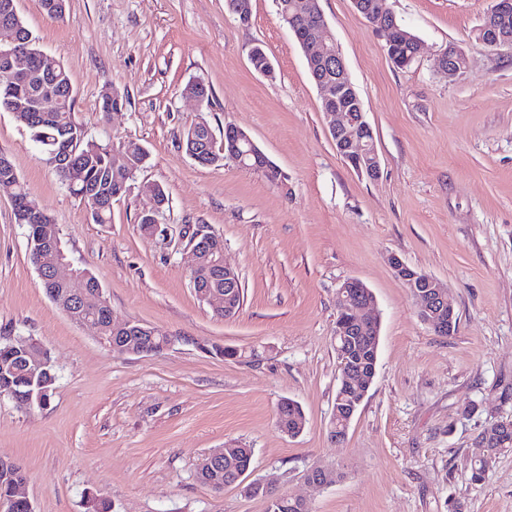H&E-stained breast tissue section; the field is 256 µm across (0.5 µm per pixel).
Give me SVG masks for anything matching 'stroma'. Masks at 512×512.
I'll use <instances>...</instances> for the list:
<instances>
[{
    "instance_id": "1",
    "label": "stroma",
    "mask_w": 512,
    "mask_h": 512,
    "mask_svg": "<svg viewBox=\"0 0 512 512\" xmlns=\"http://www.w3.org/2000/svg\"><path fill=\"white\" fill-rule=\"evenodd\" d=\"M319 4L373 130L375 179L337 153L275 0H252L246 25L226 0H67L60 22L40 0H17L40 48L69 72L72 120L95 140L140 143L149 159L114 202L111 223L98 224L2 110L0 152L72 259L96 275L114 320L172 339L159 354L119 355L92 326L72 322L46 295L27 228L0 193V336L38 342L57 376L44 406L0 397V458L23 467L33 512H87L93 493L112 512H265L237 487L217 492L196 478L204 453L241 446L254 451L247 480L276 479L309 512H512V450L481 483L470 479L484 453L478 434L512 419V50L477 37L492 0H388L421 45L400 69L353 0ZM257 43L273 76L249 62ZM451 44L468 58L452 80L438 68ZM195 80L211 89L209 109L182 94ZM108 89L125 97L121 111L101 112ZM202 121L219 143L225 125L246 131L284 185L229 161L197 164L179 141ZM155 184L169 202L162 234L150 237L138 216ZM186 224L223 237L243 291L234 317L197 297ZM394 255L447 289L453 334L420 320ZM350 278L376 297L379 359L337 443L336 290ZM215 345L245 356L213 354ZM285 399L306 419L294 438L275 424ZM317 463L342 478L310 488Z\"/></svg>"
}]
</instances>
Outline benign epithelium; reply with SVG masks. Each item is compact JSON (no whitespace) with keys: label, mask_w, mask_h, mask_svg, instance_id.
I'll return each instance as SVG.
<instances>
[{"label":"benign epithelium","mask_w":512,"mask_h":512,"mask_svg":"<svg viewBox=\"0 0 512 512\" xmlns=\"http://www.w3.org/2000/svg\"><path fill=\"white\" fill-rule=\"evenodd\" d=\"M354 4L361 13L379 24L386 43H391V34L395 29L392 15L374 9L372 6L354 0ZM289 29L302 45L309 65H319L324 71H336V81L328 82L317 80L323 92L322 109L334 117L330 126V134L336 151L344 159L359 158L365 165L357 172L375 179L380 173V161L373 140L367 134L368 121L362 109L361 101L355 93L354 85L346 69L344 60L336 46V42L327 26L325 18L314 2L306 0L290 5ZM512 16V0H494V4L486 15L482 25L477 29V35L487 46L512 50V35L508 32V18ZM0 58L7 68L14 74L25 77L33 68L34 54L25 44L14 43L5 49L0 48ZM468 68V59L464 51L454 44L448 45L439 59V69L452 79L461 76ZM236 141L224 159L238 166L260 171L262 164L267 162L264 152L254 143L252 138L242 129H235ZM186 237L192 245L194 263L191 267L190 277L196 276L200 260L206 257L216 272L224 274V282L231 284L235 269L224 262V242L218 237L213 238L202 225H189L185 229ZM39 245L45 252L56 253L57 226L48 224L42 228L38 235ZM392 269L404 285L414 292L420 301V318L428 324L434 332L443 335L448 332L452 324L453 309H445L446 293L444 287L431 275L416 270L398 257H393ZM59 285H65L78 277V272L70 262L55 258L48 273H40ZM344 288H358L366 293V298L358 299L353 310L370 309L376 305L375 296L369 294L367 286L358 279H349L342 284ZM197 295L211 307L229 306L231 296L222 294L218 289L206 287L197 289ZM352 328L371 338L372 350L370 355L377 356L379 342V323L377 320L365 317L351 321ZM162 333L153 327L141 323L131 322L112 323V339L110 348L119 354H151V342L160 338ZM11 347L15 349L20 360L26 365L32 378L42 380L49 373L45 352L39 345L20 336L9 338ZM357 352L351 346L339 350V370L341 381H357L360 375L355 373ZM309 486L321 489L333 483L336 479V470L316 464L307 471Z\"/></svg>","instance_id":"7a95c632"}]
</instances>
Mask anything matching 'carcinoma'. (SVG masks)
Returning a JSON list of instances; mask_svg holds the SVG:
<instances>
[{
    "instance_id": "1",
    "label": "carcinoma",
    "mask_w": 512,
    "mask_h": 512,
    "mask_svg": "<svg viewBox=\"0 0 512 512\" xmlns=\"http://www.w3.org/2000/svg\"><path fill=\"white\" fill-rule=\"evenodd\" d=\"M31 42V49L36 52V69L26 81H17L5 69L0 67V108L9 112L12 108L20 106L32 107L37 99L46 95H59L63 97L59 111L66 115L74 111V97L65 96L67 86L71 84L68 71L55 58L40 50L30 31L23 25L18 14H13L8 20L0 14V47L10 42ZM397 54L398 68H407L413 62L410 45L405 41L396 42L393 46ZM249 61L257 72H265L271 76L274 68L271 60L262 45L256 44L249 51ZM16 120L28 130L31 139L40 147L47 163H52V154L58 147L60 131L50 112H18ZM72 139L75 140V154L67 165L61 170L54 168L60 182L66 186L71 194L80 200H85V191L90 187L98 189L99 195L104 199L105 206L90 209L93 220L98 224L112 223V203L121 197L128 189L129 182L137 171L144 167L148 160L145 148L137 142L124 143V150L133 157V167L129 168L113 160L114 147L110 143H98L87 138L84 128L73 122L69 123ZM200 139L204 140L202 150L198 155L199 164L207 165L220 157V149L216 148V141L210 127L201 128ZM15 185V200L13 202L14 215L17 223L28 227V237L36 235V225L53 223L52 217L47 214L39 204L30 197L20 181L13 166L9 163L0 167V183ZM90 280L83 277L64 287L58 292H64L74 298L92 294L89 288ZM11 388H3L0 383V393L5 392L17 405L24 407L17 397L19 393L29 390V379L24 366L16 363L12 366L10 380ZM349 400L346 387L339 385L336 390V402L330 425L341 426L346 420L343 406ZM304 419L301 407L293 401L278 406L276 425L278 429L289 437L300 433L299 421ZM480 437L486 443V455L476 459L471 464V481L479 483L492 462L503 450L512 448V425L505 427L495 423L486 428ZM254 449L247 447L230 448L226 450L224 462L220 469L211 472L202 465H197V479L220 491L228 485L236 483V475L251 466ZM26 480L23 468L15 463L12 467L0 472V497L9 494L15 483ZM266 503V512H301L292 497L277 489L269 490L258 495Z\"/></svg>"
}]
</instances>
